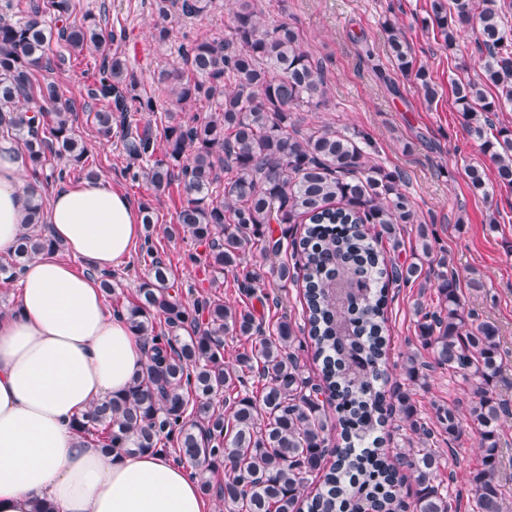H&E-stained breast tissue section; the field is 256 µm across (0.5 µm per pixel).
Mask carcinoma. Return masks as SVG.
I'll return each instance as SVG.
<instances>
[{
  "label": "carcinoma",
  "mask_w": 512,
  "mask_h": 512,
  "mask_svg": "<svg viewBox=\"0 0 512 512\" xmlns=\"http://www.w3.org/2000/svg\"><path fill=\"white\" fill-rule=\"evenodd\" d=\"M153 8L154 40L162 46L171 40L174 21L205 19L224 3L153 0ZM11 9V0H0V136L20 143L33 173L61 183L84 164L88 150L74 133L80 109L93 116L100 136H118L126 178L141 179L159 194L178 189L181 206L165 229L168 237L205 245L204 263L212 272L233 273L244 291L264 299L266 284L247 256L292 249L294 263L279 264L277 278L302 282L308 309L307 329H295L284 315L267 335L250 310L209 298L184 304L171 293V262L153 239L154 210L141 203L140 258L148 279L124 313L143 338L148 360L125 395L77 416L75 433L96 439L108 454L130 443L192 460L206 494L207 473L223 470L218 493L230 512H361L367 505L375 512H458L459 499L434 484L441 456L429 441L436 427L450 441L460 438L459 405L435 408L430 427L414 419L411 393L384 389L385 292L428 278L421 264H398L380 247L386 242L397 250L400 225L413 224L422 254L437 267V306H417L420 336L434 365L467 386L469 421L481 436V466L470 473L471 512H512L498 474L499 428L512 413L490 390L501 369L498 330L465 308L448 274V257L434 256L429 225L415 223L413 201L401 188L404 175L373 161L368 137L327 125L305 128L294 117L319 107L325 93L323 64L301 50L296 32L264 25L257 0H236L224 36L180 45L184 66L155 71V93L149 94L126 56L111 49L122 35L95 22L67 23L71 0H29L19 18ZM48 13L61 22L54 30L45 24ZM427 21L449 47L461 25L476 23L483 75L453 80V96L468 133L493 162L496 181L512 188V129L496 130L491 120L512 105V30L504 27L497 0H431ZM385 28L393 64L433 102L437 89L428 71L399 27L388 21ZM54 39L74 54H98L79 108L53 82L41 97L34 93L35 72L65 64L64 56L50 54ZM486 85L497 94L488 97ZM160 95L173 109L158 111ZM202 101L210 106L205 117L185 115ZM146 114L151 119L144 121ZM467 177L474 192L488 194L483 167H468ZM272 224L306 229L290 241L286 229L274 236ZM57 250L36 204L0 275L16 281L35 255ZM303 333L321 363L317 385L303 376ZM226 336L252 339L231 367L224 365ZM403 368L415 383L431 364L409 351ZM322 393L336 403L340 435L332 448ZM396 413L417 441L390 454L383 448L384 429ZM328 454L334 461L325 470ZM321 469V488L304 495L308 475ZM408 475L415 490L403 496L399 488Z\"/></svg>",
  "instance_id": "cac0c4a2"
}]
</instances>
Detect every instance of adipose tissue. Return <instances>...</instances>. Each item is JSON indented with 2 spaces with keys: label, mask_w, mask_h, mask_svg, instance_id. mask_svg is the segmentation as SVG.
Here are the masks:
<instances>
[{
  "label": "adipose tissue",
  "mask_w": 512,
  "mask_h": 512,
  "mask_svg": "<svg viewBox=\"0 0 512 512\" xmlns=\"http://www.w3.org/2000/svg\"><path fill=\"white\" fill-rule=\"evenodd\" d=\"M44 205L53 252L24 267L14 309L0 314V512H207L195 462L162 449L104 454L73 431L74 416L124 395L147 360L95 274L118 266L142 225L125 194L85 179L43 195L21 151L0 139V255L15 251L28 209ZM86 265L76 271L72 259Z\"/></svg>",
  "instance_id": "adipose-tissue-1"
}]
</instances>
